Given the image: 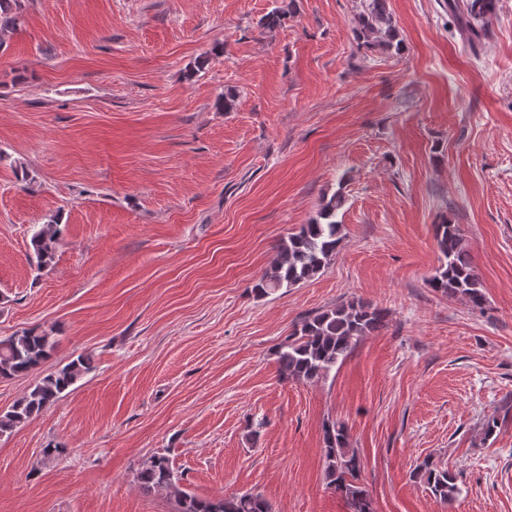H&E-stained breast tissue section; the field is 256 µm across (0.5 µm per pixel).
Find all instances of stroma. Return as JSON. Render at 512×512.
<instances>
[{"label":"stroma","instance_id":"35a3bbf8","mask_svg":"<svg viewBox=\"0 0 512 512\" xmlns=\"http://www.w3.org/2000/svg\"><path fill=\"white\" fill-rule=\"evenodd\" d=\"M362 3L22 0L0 35V337L50 327L57 344L0 379V410L93 363L0 437V512H177L136 479L158 454L202 498L348 512L325 479L329 420L375 512H512V0L473 42L446 0H389L393 55L357 40ZM336 193L333 261L256 296L280 240ZM53 218L40 269L30 238ZM444 220L483 309L428 283ZM353 299L387 328L318 381L282 378L294 324ZM428 458L455 498L414 477ZM90 369L88 358L78 357L46 375L7 410L0 411V437L11 434L50 408L60 395Z\"/></svg>","mask_w":512,"mask_h":512}]
</instances>
